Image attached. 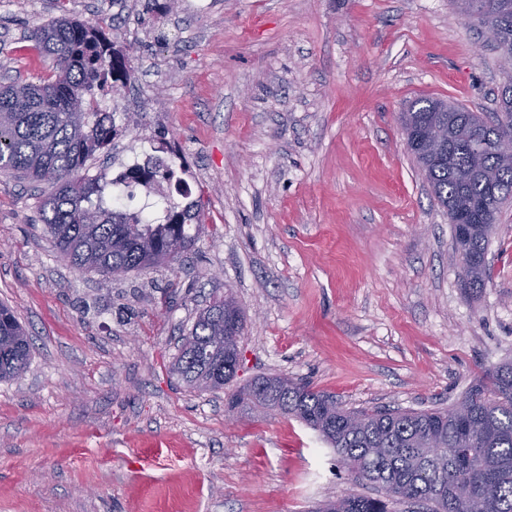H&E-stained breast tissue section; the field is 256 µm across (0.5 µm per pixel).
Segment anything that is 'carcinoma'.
<instances>
[{"label":"carcinoma","mask_w":512,"mask_h":512,"mask_svg":"<svg viewBox=\"0 0 512 512\" xmlns=\"http://www.w3.org/2000/svg\"><path fill=\"white\" fill-rule=\"evenodd\" d=\"M489 0H468L466 18L485 25ZM498 16L494 46L512 57V0ZM52 66L37 82L0 85V170L25 179L46 181L54 190L39 206L58 253L81 272L105 278L162 262L173 263L195 241L189 227L200 223L201 204L192 198L181 175L160 154H174L161 143L146 166L122 172L110 182L76 178L87 160L119 135L137 126V113L98 108V92L112 84L118 93L130 81L126 53L118 42L103 38L96 24L66 15L31 32ZM497 116L420 98L406 113L416 122L438 119L448 130V159L419 150L412 154L419 170L445 209L464 210L474 201L482 225L460 230L452 226L456 250L464 262L462 288L476 293L488 280L490 238L503 206L512 201V164L495 152L499 133L512 134V80L496 95ZM178 187V202L165 197L161 219L142 211L108 204L107 186L129 188L142 179ZM242 334L244 313L230 295L201 309L189 333L180 338L172 370L190 389L219 391L233 381V352L224 350V322ZM31 342L11 308L0 303V381L20 376L29 366ZM246 404L277 411L304 422L336 451L351 471L367 473L366 481L381 496L352 494L326 504L324 512H390L403 500L430 505V512H512V360L490 370L458 402L463 414L446 409L426 411H354L332 396L281 376L258 377L229 399V408Z\"/></svg>","instance_id":"obj_1"}]
</instances>
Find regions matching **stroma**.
<instances>
[{"label": "stroma", "mask_w": 512, "mask_h": 512, "mask_svg": "<svg viewBox=\"0 0 512 512\" xmlns=\"http://www.w3.org/2000/svg\"><path fill=\"white\" fill-rule=\"evenodd\" d=\"M0 0V84L49 61L28 33L66 14L120 30L131 57L117 137L81 176L178 146L202 202L180 262L105 281L53 248L52 187L0 171V301L32 337L0 382V512H318L371 494L306 425L227 397L285 375L344 407L446 408L512 358V205L464 292L447 211L399 114L439 97L493 114L512 60L451 0ZM246 316L217 392L170 371L212 296Z\"/></svg>", "instance_id": "obj_1"}]
</instances>
